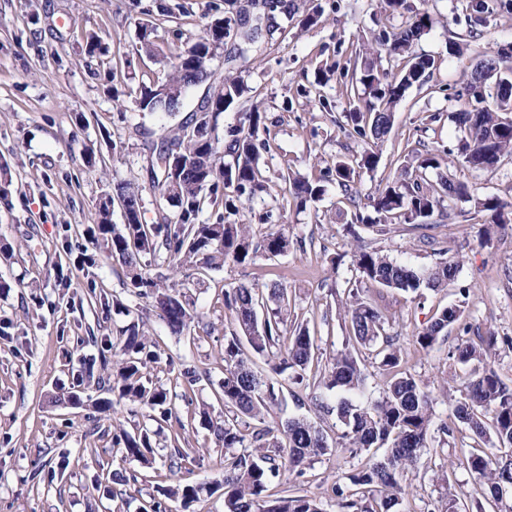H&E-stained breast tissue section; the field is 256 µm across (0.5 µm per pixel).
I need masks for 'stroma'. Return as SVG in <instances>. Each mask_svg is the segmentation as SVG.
Returning a JSON list of instances; mask_svg holds the SVG:
<instances>
[{"instance_id":"stroma-1","label":"stroma","mask_w":512,"mask_h":512,"mask_svg":"<svg viewBox=\"0 0 512 512\" xmlns=\"http://www.w3.org/2000/svg\"><path fill=\"white\" fill-rule=\"evenodd\" d=\"M210 0H141L152 6L157 27V58L139 52L138 10L131 0H0V246L15 251L0 258V512H140L150 501L164 512H224V456L221 442L205 423L180 427L176 420L155 422L131 416L128 407L94 409L105 391L88 387L83 406H51L50 397L77 388L86 369L100 370L102 354L132 318L142 320L152 336L175 361L194 366L202 378L195 387V406L211 415L224 407L214 393L224 378V335L232 324L218 295L223 287L240 283L279 284L288 290L292 310L315 325L322 359L342 348L346 333L339 311L346 301L345 281L354 272L355 243L380 251L390 259L425 270L439 259L457 262L453 284L420 292L366 288L365 294L393 321L391 335L402 348L404 372L413 375L434 398L435 423H454L460 396L457 376L494 370L512 385V228L481 246L480 233L488 216L463 204L452 221L433 230L434 246L419 240L407 224L360 229L358 236L344 226L352 213L340 208V190L326 186L322 200L306 208L276 200L285 186L278 174L285 160L299 172L317 177L337 159L359 154L360 144L345 139L334 117L347 109L338 79L317 85L318 70L345 64L350 45L373 32L400 27L406 14L381 8L378 0H305L306 11H321L318 25L301 28L285 24L261 53L237 60L240 76L262 102L273 137L267 157L269 191L242 210V222L252 212L272 210L274 223L283 225L295 246L272 260L251 264L226 263L199 281L184 274L186 293L213 328L198 339L170 335L155 311L127 290L119 262L98 257L94 266L82 264L95 248L86 229L95 223L100 196L118 184L138 187L146 211L160 199L147 173V145L162 130L135 103L139 85L164 78L165 61L185 50L211 16ZM415 10H428L433 28L419 40L418 52L434 57L438 68L428 86L411 88L395 109L391 133L380 148L375 170H360L356 182L370 195L396 178V160L406 141L454 144L452 120L461 104L453 97L463 76L483 52L512 45V0H488L489 10L480 36L473 37L465 21L466 0H408ZM177 14L168 21L161 8ZM96 35L107 54L88 57L87 35ZM462 54L449 52L452 43ZM319 96H311V89ZM420 112L438 114L426 133L415 132ZM96 167H88L87 155ZM446 173L468 182L477 194H494L512 202V156L503 157L492 172L474 171L449 156ZM339 258L332 267L331 258ZM121 297L130 314L113 310ZM465 303L470 332L454 328L433 348L420 349L412 335L434 309ZM494 331L502 342L486 360L462 365L449 353L464 339ZM287 405L271 410L266 425L289 415H309L337 439L341 428L331 416L311 413L308 389L284 381ZM136 421L154 431L159 443L152 467L120 461L111 449L116 421ZM181 434L190 447L200 448L191 481L206 484L208 493L190 505L164 497L162 479L168 465V446ZM467 428H460L442 451L427 453L419 469L404 478L401 512H438L441 488L434 465H444L450 484L461 487L469 508L483 504L480 487L458 459L467 450ZM365 454L328 452L308 467L296 482L299 493L320 498L324 512H340L331 487L338 477L357 469ZM120 471L125 483L111 474Z\"/></svg>"}]
</instances>
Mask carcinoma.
I'll list each match as a JSON object with an SVG mask.
<instances>
[{"label":"carcinoma","instance_id":"carcinoma-1","mask_svg":"<svg viewBox=\"0 0 512 512\" xmlns=\"http://www.w3.org/2000/svg\"><path fill=\"white\" fill-rule=\"evenodd\" d=\"M275 30L279 19L299 14L296 0H277ZM467 20L474 28L481 24L488 6L486 0H467ZM236 0L211 5L214 19L206 34L177 54L171 73L162 82L144 85L136 97L137 106L161 121L165 135L149 147L153 161L149 173L173 210L158 208L146 218L139 190L129 184L117 186L112 201L122 202L128 213L124 224L111 222L112 211L100 202L97 224L89 228L97 250L116 259L126 277V287L150 302L173 336L211 334L203 317L194 309L186 293L167 284V277H154L144 268L154 264L173 270H216L227 262L249 264L259 258L272 259L288 253L290 240L285 229L268 223L270 214L257 224L236 219L244 205L268 191L264 175L265 155L273 138L260 105L239 113L235 124L224 127L215 143L200 140L195 130L216 128L218 117L238 103L246 88L230 68L239 58L259 52L268 39L249 31H238ZM434 25L427 11L414 13L396 31L382 30L371 41L349 53L342 77V93L349 110L335 120L343 135L363 144L362 152L340 160L309 179L293 171L287 163L279 179L288 185L293 203L303 206L321 199L325 184L340 188L344 203L354 209L347 231L357 235L356 227L387 224L428 225L434 213L451 216L457 203H471L489 215L482 243L488 245L498 229L512 223V203L498 196L476 195L468 183L431 174L447 164L455 154L466 167L491 171L505 155H512V56L506 51L486 54L479 63L486 65L482 81L465 77L457 96L466 98L465 108L454 113L459 136L455 148L444 144L411 148L398 165L399 177L370 198L374 216L363 214L356 186V169L373 170L380 159V146L391 132L394 107L414 85L423 86L437 68L436 60L416 51V44ZM234 40L235 47L224 54V73L210 66L221 39ZM386 60L387 67L376 64ZM214 88L198 109L173 127L187 91L196 86ZM178 154L183 166L172 168L170 156ZM224 201V214L212 223L199 220L207 205ZM356 277L347 281V299L340 318L347 332L345 346L330 357L321 369L318 388L348 394L363 392L366 374L362 363L365 350L375 352V363L387 375L382 395L371 405L356 404L347 398L331 405L317 393L310 400L314 411L336 416L342 427L336 447L372 458L334 482L332 493L343 512H395L404 495L403 480L415 469L424 449L433 441V397L412 375L399 372L403 355L386 332L388 317L364 296L361 284L370 282L382 288L411 290L421 287L438 290L448 287L457 274V265L441 260L418 273L406 264L391 260L375 250L357 247ZM222 302L233 318L234 330L224 337V379L218 392L224 415L209 419V428L224 446V512H323L320 501L309 495L268 500L275 485H287L304 475L305 466L330 451L323 428L301 416L289 417L275 426L264 425L265 414L286 405L283 385L277 376L288 370L296 384L306 381L317 355L318 331L298 319H290L285 288L264 290L245 285L222 291ZM464 305L436 310L414 336L422 349L433 347L448 327L462 324ZM292 331H287V326ZM122 344L112 350V367L102 382L109 386L115 401L98 402V409L112 403L130 402L150 419L166 421L177 413L176 398L193 403L192 392L200 380L196 370H175V361L160 346L145 336L140 325L130 323ZM498 336L489 331L478 342H461L451 357L461 365L492 354ZM274 362L275 376H264L252 357ZM168 367L167 382L150 383L146 371ZM460 398L456 419L464 424L470 439L492 448L465 456L474 480L481 486L491 512H512V387L489 369L479 375L459 378ZM112 446L121 450L124 461L151 464V436L146 429L130 432L121 422L113 425ZM384 450L378 458L376 453ZM198 450L174 449L170 454L167 480L173 485L167 495L184 504L200 499L203 487L189 481ZM445 487L448 512L460 508L465 493L439 476Z\"/></svg>","mask_w":512,"mask_h":512}]
</instances>
